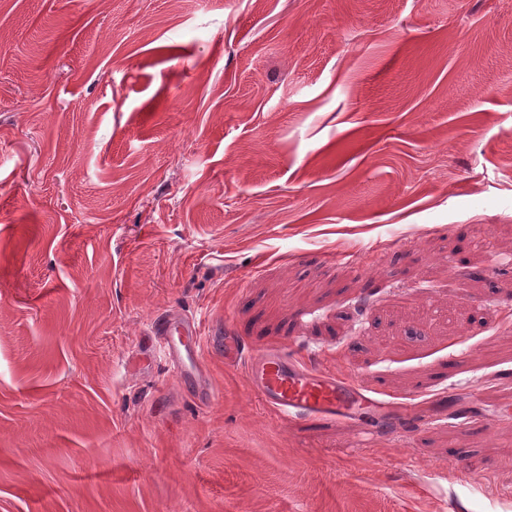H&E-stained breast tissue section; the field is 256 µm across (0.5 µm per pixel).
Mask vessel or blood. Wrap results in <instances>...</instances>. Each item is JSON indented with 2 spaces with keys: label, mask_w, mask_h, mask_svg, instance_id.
Masks as SVG:
<instances>
[{
  "label": "vessel or blood",
  "mask_w": 512,
  "mask_h": 512,
  "mask_svg": "<svg viewBox=\"0 0 512 512\" xmlns=\"http://www.w3.org/2000/svg\"><path fill=\"white\" fill-rule=\"evenodd\" d=\"M200 323L191 316L155 320L149 350L162 353L181 382L203 379ZM248 379L254 392L283 417L345 415L354 406L384 409V400L370 395L345 376L315 368L281 349L262 348L249 356Z\"/></svg>",
  "instance_id": "b4317fda"
}]
</instances>
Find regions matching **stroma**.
Here are the masks:
<instances>
[{"mask_svg":"<svg viewBox=\"0 0 512 512\" xmlns=\"http://www.w3.org/2000/svg\"><path fill=\"white\" fill-rule=\"evenodd\" d=\"M0 512H512V0H0ZM200 323L192 316H162L155 320L152 338L146 348L162 353L171 363L183 385L194 379L202 380L207 398L209 388L204 381L200 352ZM208 392V393H207ZM248 357L252 389L266 406L285 418L346 415L356 405L376 410L386 407L384 400L368 394L345 376L319 370L284 350L262 348Z\"/></svg>","mask_w":512,"mask_h":512,"instance_id":"obj_1","label":"stroma"}]
</instances>
